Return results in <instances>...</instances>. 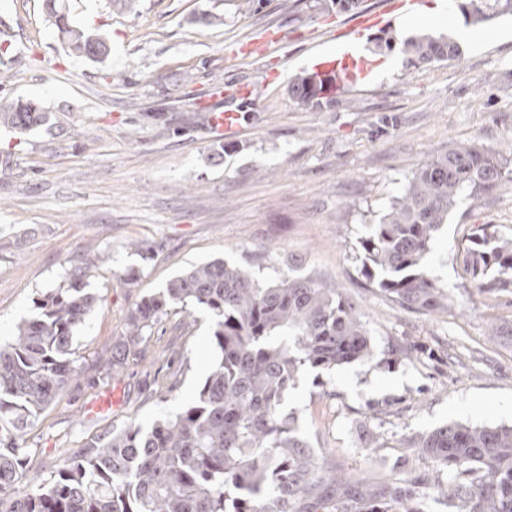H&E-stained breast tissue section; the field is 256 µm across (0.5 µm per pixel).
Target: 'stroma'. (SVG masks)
<instances>
[{
	"instance_id": "35a3bbf8",
	"label": "stroma",
	"mask_w": 512,
	"mask_h": 512,
	"mask_svg": "<svg viewBox=\"0 0 512 512\" xmlns=\"http://www.w3.org/2000/svg\"><path fill=\"white\" fill-rule=\"evenodd\" d=\"M400 0H361L340 13L330 0H69L76 23L107 29L111 53L68 55L43 0H0V61L18 78L0 98L39 100L52 128L0 130V347L66 287L86 252L105 255L84 284L101 305L76 330L78 374L25 437L32 476L47 478L85 438L129 424L150 428L189 402L216 361L211 317L168 312L119 374L100 363L142 297L200 263L235 264L259 283L308 276L341 289L364 315L375 355L319 373L303 369L285 397L300 435L352 479L402 480L434 471L423 453L403 468L408 439L451 421L512 425V342L488 336L512 320V292L472 288L458 246L482 224L512 231V187L461 195L435 235L428 270L448 296L436 316L408 310L359 273L356 245L423 161L460 144L512 151V15L477 27L460 0H420L403 23ZM448 16L434 26L433 7ZM214 17L211 25L198 15ZM405 29L457 41L458 58L418 68L382 32ZM357 36L379 66L335 103L300 107L293 75L315 53ZM219 83H250L248 100L213 96ZM241 115L216 137L208 108ZM138 238L150 256L132 251ZM410 352L392 363L388 351ZM120 401L89 416L111 392Z\"/></svg>"
}]
</instances>
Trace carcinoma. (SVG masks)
<instances>
[{
	"instance_id": "cac0c4a2",
	"label": "carcinoma",
	"mask_w": 512,
	"mask_h": 512,
	"mask_svg": "<svg viewBox=\"0 0 512 512\" xmlns=\"http://www.w3.org/2000/svg\"><path fill=\"white\" fill-rule=\"evenodd\" d=\"M58 37L77 58L101 61L110 39L71 24L64 0H44ZM472 23L512 13V0L459 4ZM411 67L454 58L459 47L429 36L403 43ZM314 73H299L288 95L302 107L330 104ZM0 126L25 134L52 127L31 101L0 99ZM512 182V159L476 144L426 160L388 212L360 241L361 273L408 309L433 312L448 296L426 263L436 232L461 192L480 194ZM465 271L478 291L512 290V235L485 224L461 240ZM86 256L70 285L46 295L36 318L0 349V512H424L422 499H445L454 512H512V425L446 423L408 440L447 479L401 483L326 476L295 419L282 415L304 367L323 371L369 361L374 347L362 316L336 288L304 276L266 284L222 259L197 264L145 295L128 311L102 363L117 372L157 318L178 307L207 310L217 360L195 397L144 429L86 441L58 473L29 492L23 436L77 375L73 336L100 298L82 287Z\"/></svg>"
}]
</instances>
